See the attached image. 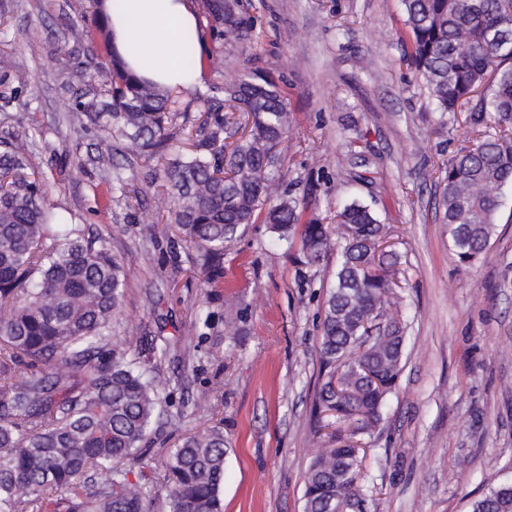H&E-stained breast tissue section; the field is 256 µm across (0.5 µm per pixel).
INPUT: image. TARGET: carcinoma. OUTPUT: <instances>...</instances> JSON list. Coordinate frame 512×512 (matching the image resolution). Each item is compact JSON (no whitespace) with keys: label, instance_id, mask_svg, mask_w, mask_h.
Wrapping results in <instances>:
<instances>
[{"label":"carcinoma","instance_id":"obj_1","mask_svg":"<svg viewBox=\"0 0 512 512\" xmlns=\"http://www.w3.org/2000/svg\"><path fill=\"white\" fill-rule=\"evenodd\" d=\"M404 57L440 118L462 109L472 124L495 113L512 121V0H402ZM210 32L237 40L233 4L214 0ZM199 32L182 40L183 70L196 71ZM104 100L67 104L75 130L101 128L98 162L112 142L133 154H161L168 223L197 248L203 266L218 261L242 225L263 219L289 239L300 224L292 201L277 195L274 169L290 115L284 92L261 77L221 82V112L201 99L207 129L193 149L164 152L165 131L181 113L173 90L130 73L112 52L97 56ZM94 74V75H96ZM94 75L70 71L85 84ZM32 135L22 124L0 137V512H223L226 443L222 423L185 434L163 462L164 494L147 499L129 480L148 466L154 423L164 415L165 386L132 353L141 338L116 335L126 267L109 249L111 229L90 230L48 202L44 174L30 167ZM512 184V130L476 131L441 177L443 220L452 254L464 265L484 254L495 233L502 188ZM329 225H302L306 264L340 248L336 284L326 294L319 354L326 381L320 406L349 439L371 436L401 370L406 329L391 299L397 256L383 249L387 229L353 201ZM362 448L347 442L313 458L304 512H336V497L359 503ZM472 512H512V483L489 489Z\"/></svg>","mask_w":512,"mask_h":512}]
</instances>
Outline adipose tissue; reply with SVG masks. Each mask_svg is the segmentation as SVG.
Here are the masks:
<instances>
[{"mask_svg":"<svg viewBox=\"0 0 512 512\" xmlns=\"http://www.w3.org/2000/svg\"><path fill=\"white\" fill-rule=\"evenodd\" d=\"M109 17L112 42L128 69L159 86H190L182 68L186 30L197 28L195 0H100Z\"/></svg>","mask_w":512,"mask_h":512,"instance_id":"1","label":"adipose tissue"}]
</instances>
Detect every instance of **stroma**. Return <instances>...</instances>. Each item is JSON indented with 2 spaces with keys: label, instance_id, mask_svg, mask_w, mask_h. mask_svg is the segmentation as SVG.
<instances>
[{
  "label": "stroma",
  "instance_id": "obj_1",
  "mask_svg": "<svg viewBox=\"0 0 512 512\" xmlns=\"http://www.w3.org/2000/svg\"><path fill=\"white\" fill-rule=\"evenodd\" d=\"M243 35L228 44L203 35L199 77L177 94L183 116L175 142L195 138L197 95L224 74L251 73L286 94L291 126L277 178L302 221L331 223L351 200L373 208L391 231L409 340L382 420L366 440L360 484L364 512H471L491 487L512 482V187L503 190L486 254L458 265L448 248L440 170L462 147L469 115L442 126L434 102L404 62L401 0H233ZM94 0H0V70L13 89L35 93L13 104L35 139L30 163L47 178L50 203L84 223L112 228L113 254L138 252L127 273L123 322L141 328L138 348L170 391L185 429L224 424V512H303L314 455L332 447L319 432L316 399L323 302L338 254L306 266L299 237L267 224L240 227L220 267L204 282L197 254L173 252L157 218L160 160L114 144L97 161L99 132L64 122L78 93L67 74L101 53ZM129 177L111 200L110 169ZM174 338L155 362L149 339ZM215 391L213 417L193 403Z\"/></svg>",
  "mask_w": 512,
  "mask_h": 512
}]
</instances>
